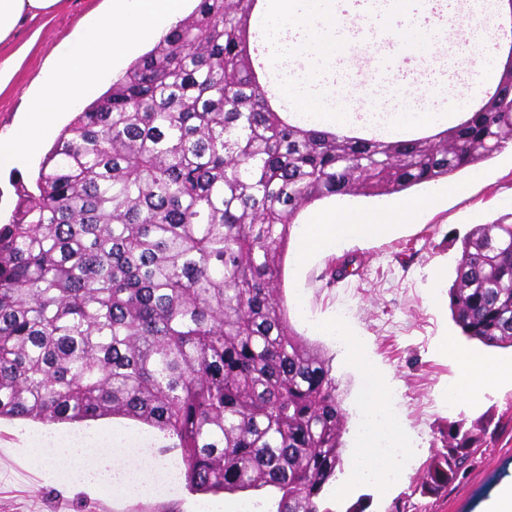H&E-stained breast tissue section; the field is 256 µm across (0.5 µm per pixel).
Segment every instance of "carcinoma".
Listing matches in <instances>:
<instances>
[{
    "mask_svg": "<svg viewBox=\"0 0 512 512\" xmlns=\"http://www.w3.org/2000/svg\"><path fill=\"white\" fill-rule=\"evenodd\" d=\"M256 0L199 4L63 129L0 226V419L125 418L180 450L187 490L332 512L344 413L282 297L290 226L331 197L438 182L512 142V94L433 136L291 123L256 80ZM463 336L512 346V224L462 242ZM489 422L448 428L425 486L466 477Z\"/></svg>",
    "mask_w": 512,
    "mask_h": 512,
    "instance_id": "1",
    "label": "carcinoma"
}]
</instances>
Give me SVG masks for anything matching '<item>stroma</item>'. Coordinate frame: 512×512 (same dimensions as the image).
I'll list each match as a JSON object with an SVG mask.
<instances>
[{
  "label": "stroma",
  "instance_id": "1",
  "mask_svg": "<svg viewBox=\"0 0 512 512\" xmlns=\"http://www.w3.org/2000/svg\"><path fill=\"white\" fill-rule=\"evenodd\" d=\"M109 0H63L59 12L41 29L24 26L14 42L0 45V56L21 53L13 82L0 92V134L10 133L27 112L38 81L52 61L79 38L93 18L108 9ZM42 156L0 173V224L8 223L21 188H33ZM483 176L471 181L468 197H441L421 223L406 224L389 236L368 235L315 256L302 270L284 262L282 288L293 329L319 347L332 363L345 412L343 451L356 445L359 424L356 396L359 380L343 361V347L321 331V324L340 318L367 345L375 363L392 373L399 387L392 401L409 438L418 446L410 465L387 488L355 482L342 472L344 495L328 492L332 512H388L392 502L405 512H482L484 503L503 482L512 480V388L485 392L474 401L443 402L457 367L439 348L443 337L476 356L512 363V348L486 347L461 336L449 306L448 290L455 278L462 240L477 225L512 213V148L479 164ZM498 428L478 448L466 479L438 493L423 488L426 473L442 452L448 427H470L481 415ZM81 424L0 421V512H197L212 496L181 491L161 494L151 472H140L144 490L137 495L104 488L71 485L66 469L36 460L35 434L43 430L68 436ZM102 437L133 432L154 455L179 450L157 430L127 419L90 423Z\"/></svg>",
  "mask_w": 512,
  "mask_h": 512
}]
</instances>
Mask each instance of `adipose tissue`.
<instances>
[{
  "label": "adipose tissue",
  "mask_w": 512,
  "mask_h": 512,
  "mask_svg": "<svg viewBox=\"0 0 512 512\" xmlns=\"http://www.w3.org/2000/svg\"><path fill=\"white\" fill-rule=\"evenodd\" d=\"M60 0H0V43L11 40L17 29L36 19L52 18ZM186 0H112L111 9L100 16L74 44L67 56L49 71L25 122L8 137L0 136V168L20 166L35 154L58 116L71 110L78 101L91 95L99 78L113 68L116 60L137 49L182 16ZM431 199L421 197L400 202L390 210L369 214L350 210L318 213L307 224L296 254L298 265L346 239L391 231L399 224L420 222L431 207ZM336 333L350 347L349 362L358 372L363 386L359 393L363 422L350 459L355 479L382 485L396 479L391 456L382 454V445L399 448L403 434L390 412L394 383L365 355L360 337L345 325ZM443 351L459 366L452 386L460 400L473 401L485 391L512 386V365L480 359L462 351L451 339H444ZM90 451L83 440H72L47 449L48 458L69 471L71 483L81 487H113L129 494L142 486L120 464L102 457L94 467L81 466Z\"/></svg>",
  "instance_id": "1"
}]
</instances>
